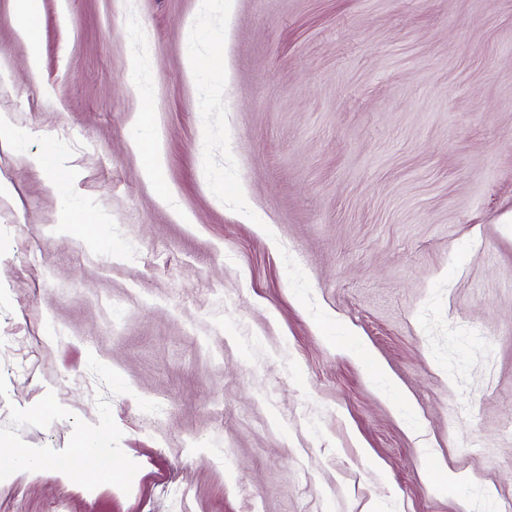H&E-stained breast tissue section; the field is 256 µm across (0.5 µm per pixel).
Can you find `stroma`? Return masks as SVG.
<instances>
[{"mask_svg": "<svg viewBox=\"0 0 512 512\" xmlns=\"http://www.w3.org/2000/svg\"><path fill=\"white\" fill-rule=\"evenodd\" d=\"M13 13L0 438L106 429L135 477L5 476L0 512H496L512 0H42L36 74ZM52 146L98 244L28 161Z\"/></svg>", "mask_w": 512, "mask_h": 512, "instance_id": "1", "label": "stroma"}]
</instances>
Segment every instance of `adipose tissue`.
Masks as SVG:
<instances>
[{
    "label": "adipose tissue",
    "mask_w": 512,
    "mask_h": 512,
    "mask_svg": "<svg viewBox=\"0 0 512 512\" xmlns=\"http://www.w3.org/2000/svg\"><path fill=\"white\" fill-rule=\"evenodd\" d=\"M15 22L21 41L27 49L30 71H37L39 64V37L36 19L41 10V0H14ZM31 163L49 173V185L58 195L67 221L80 223L87 240L96 242L101 238V220L97 213L84 208L69 194L67 187L75 179V172L65 157L55 149L31 154ZM73 456L82 461V481L87 493H95L101 482L112 481L122 473L117 461H109L106 470H99L95 460L96 442L85 436H77L70 448ZM51 473L62 476L63 471L55 462L49 461L40 448H17L7 441H0V473L15 475L26 473L32 476Z\"/></svg>",
    "instance_id": "obj_1"
}]
</instances>
